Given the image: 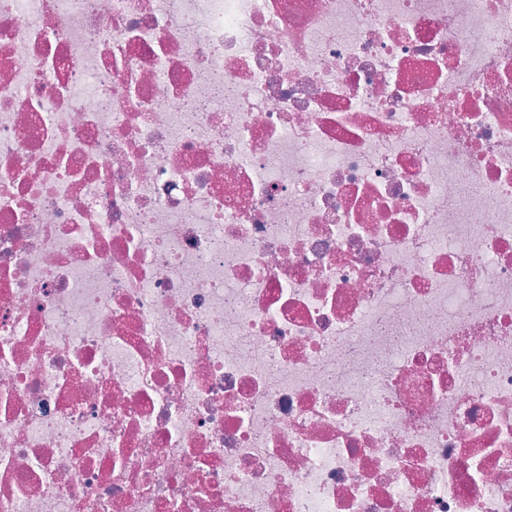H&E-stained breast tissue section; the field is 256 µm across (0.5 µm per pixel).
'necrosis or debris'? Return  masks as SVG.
<instances>
[{"mask_svg":"<svg viewBox=\"0 0 512 512\" xmlns=\"http://www.w3.org/2000/svg\"><path fill=\"white\" fill-rule=\"evenodd\" d=\"M0 512H512V0H0Z\"/></svg>","mask_w":512,"mask_h":512,"instance_id":"obj_1","label":"necrosis or debris"}]
</instances>
